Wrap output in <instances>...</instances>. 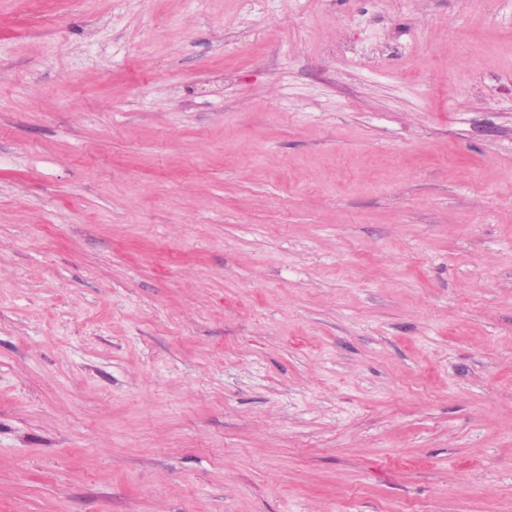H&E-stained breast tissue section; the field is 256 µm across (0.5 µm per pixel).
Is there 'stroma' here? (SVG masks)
Instances as JSON below:
<instances>
[{
  "label": "stroma",
  "mask_w": 512,
  "mask_h": 512,
  "mask_svg": "<svg viewBox=\"0 0 512 512\" xmlns=\"http://www.w3.org/2000/svg\"><path fill=\"white\" fill-rule=\"evenodd\" d=\"M0 512H512V0H0Z\"/></svg>",
  "instance_id": "1"
}]
</instances>
